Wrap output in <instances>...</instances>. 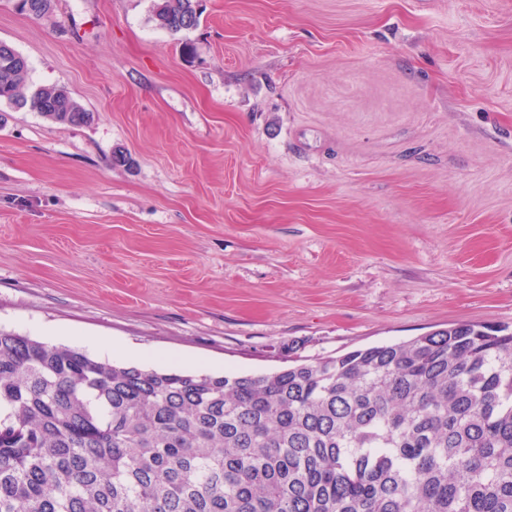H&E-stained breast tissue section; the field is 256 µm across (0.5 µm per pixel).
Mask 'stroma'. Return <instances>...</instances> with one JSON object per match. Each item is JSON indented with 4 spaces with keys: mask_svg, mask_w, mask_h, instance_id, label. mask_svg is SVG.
Returning <instances> with one entry per match:
<instances>
[{
    "mask_svg": "<svg viewBox=\"0 0 512 512\" xmlns=\"http://www.w3.org/2000/svg\"><path fill=\"white\" fill-rule=\"evenodd\" d=\"M151 5L0 0L94 114L0 103V329L234 375L512 326V0ZM151 19L163 30L177 34L196 28L200 21L196 0H153ZM193 20L192 25L186 21Z\"/></svg>",
    "mask_w": 512,
    "mask_h": 512,
    "instance_id": "obj_1",
    "label": "stroma"
}]
</instances>
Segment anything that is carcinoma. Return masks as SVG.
I'll use <instances>...</instances> for the list:
<instances>
[{"instance_id": "1", "label": "carcinoma", "mask_w": 512, "mask_h": 512, "mask_svg": "<svg viewBox=\"0 0 512 512\" xmlns=\"http://www.w3.org/2000/svg\"><path fill=\"white\" fill-rule=\"evenodd\" d=\"M151 19L198 26L196 0ZM58 124L93 114L28 90ZM0 512H512V327L459 323L265 374L116 365L0 329Z\"/></svg>"}]
</instances>
